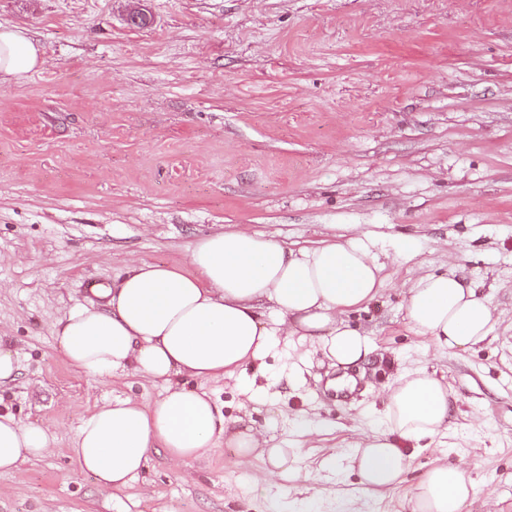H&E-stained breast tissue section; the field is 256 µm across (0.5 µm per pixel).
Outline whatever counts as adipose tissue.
Segmentation results:
<instances>
[{
  "mask_svg": "<svg viewBox=\"0 0 512 512\" xmlns=\"http://www.w3.org/2000/svg\"><path fill=\"white\" fill-rule=\"evenodd\" d=\"M38 50L20 30L0 25V79H18L38 64ZM384 266L367 234L290 248L242 229L197 241L189 265L139 262L103 290L104 304L78 306L56 336L66 360L90 378L132 372L163 388L145 404L115 398L86 417L71 450L77 468L106 489L126 487L151 455L185 461L227 444L243 463L260 459L266 474L287 473L289 449L272 445L252 427L231 429L201 381L234 375L274 348L277 337L316 345L333 366L381 369L369 335L345 322L347 312L371 303L383 286ZM411 328L443 351L485 341L496 309L455 272L423 275L406 302ZM383 425L357 441L346 461L364 490L395 488L410 465L406 444L446 431L448 387L420 368L386 386ZM48 445L45 427L0 413V474L14 471ZM477 492L463 465L431 467L405 503L406 512H460Z\"/></svg>",
  "mask_w": 512,
  "mask_h": 512,
  "instance_id": "obj_1",
  "label": "adipose tissue"
}]
</instances>
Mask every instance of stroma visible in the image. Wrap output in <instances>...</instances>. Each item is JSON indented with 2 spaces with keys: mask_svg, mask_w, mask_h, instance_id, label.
Masks as SVG:
<instances>
[{
  "mask_svg": "<svg viewBox=\"0 0 512 512\" xmlns=\"http://www.w3.org/2000/svg\"><path fill=\"white\" fill-rule=\"evenodd\" d=\"M135 10L151 24L130 25ZM0 24L41 51L0 82V344L19 365L0 411L51 434L0 475V512H403L444 460L478 485L461 512H512V0H0ZM228 225L297 246L372 234L384 284L347 319L386 367L340 401V370L279 337L242 379L183 384L231 424L255 380L251 424L295 449L288 474L257 493L262 462L223 445L200 461L152 455L103 490L70 457L82 420L162 389L85 376L58 324L90 303L86 281L187 266ZM451 268L497 319L483 343L443 351L411 329L405 293ZM419 368L447 381L451 424L411 449L398 488L365 491L342 456L377 424L379 386Z\"/></svg>",
  "mask_w": 512,
  "mask_h": 512,
  "instance_id": "35a3bbf8",
  "label": "stroma"
}]
</instances>
